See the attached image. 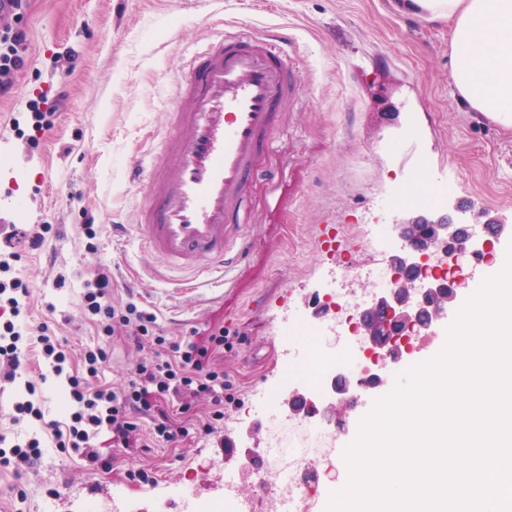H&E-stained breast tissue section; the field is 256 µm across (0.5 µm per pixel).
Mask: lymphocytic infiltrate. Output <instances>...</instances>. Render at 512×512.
Masks as SVG:
<instances>
[{
    "instance_id": "1",
    "label": "lymphocytic infiltrate",
    "mask_w": 512,
    "mask_h": 512,
    "mask_svg": "<svg viewBox=\"0 0 512 512\" xmlns=\"http://www.w3.org/2000/svg\"><path fill=\"white\" fill-rule=\"evenodd\" d=\"M28 0H7L5 21L0 22V92L10 93L16 74L28 60V32L18 26ZM50 225L26 227L10 224L0 232V378L15 382L24 377L25 394L13 404L12 423L31 420L37 432L23 440H13L0 433V471L21 477L25 466L40 459L42 439H51L63 454L88 457L97 463L93 451L98 440L111 448H133V434L141 420H149L158 440L175 443L189 433L213 434L224 419V399L232 384L212 365L215 355L224 349L228 338L223 331L205 334L192 332L180 340L161 336L156 318L138 309L132 302L118 304L112 300V275L98 271L85 283V313L101 336L123 337L135 349L152 348V360L138 363L129 378L117 386L97 384L101 364L107 358L104 347H88L79 356L83 369L68 371L71 356L64 340L48 324L33 329L22 328L18 319L27 307L30 289L11 270L20 254L19 245L39 246ZM46 364L68 390L67 420L46 418L34 402L35 381L26 379L25 371L33 363Z\"/></svg>"
}]
</instances>
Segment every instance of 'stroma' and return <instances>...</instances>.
Returning a JSON list of instances; mask_svg holds the SVG:
<instances>
[{"instance_id": "35a3bbf8", "label": "stroma", "mask_w": 512, "mask_h": 512, "mask_svg": "<svg viewBox=\"0 0 512 512\" xmlns=\"http://www.w3.org/2000/svg\"><path fill=\"white\" fill-rule=\"evenodd\" d=\"M22 19L29 63L0 99V192L22 197L15 224H48L38 249L21 248L16 274L31 287L23 327L46 322L72 349L105 344L99 373L116 383L152 350L122 337L101 340L84 314L82 285L101 266L112 270L116 300L153 314L164 336L223 328L234 344L216 362L229 374L234 403L224 407L219 436L139 449L155 483L127 480L128 456L100 449L107 466L45 448L21 479L0 474V512H80L83 502H111L120 512H185V500L224 493L238 478L251 512H272L271 497L254 495L240 448L226 439L249 434L263 455L270 433L290 413L289 388L318 390V381L364 358L352 335L322 351L331 317H315L326 297L370 299L385 286L389 257L401 242L390 229L410 212L397 201L418 182L417 160L432 185L448 187L437 213L482 224H505L490 264L469 282L477 291L488 272L512 254V130L476 112L454 92L450 24L402 10L399 0H29ZM288 35L301 87L300 105L284 113L263 157L277 170L269 187L256 181L244 205L240 235L250 248L231 274L178 296L163 260L143 249L133 228L145 201L135 171L170 136L176 87L190 51L222 26ZM65 92L51 130L37 128L35 104ZM97 224L95 249L82 233ZM336 233L334 250L322 239ZM372 276L356 277L363 263ZM65 283H58V275ZM308 332H300L298 322ZM27 494L16 504L11 491Z\"/></svg>"}]
</instances>
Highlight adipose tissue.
I'll list each match as a JSON object with an SVG mask.
<instances>
[{"instance_id":"adipose-tissue-1","label":"adipose tissue","mask_w":512,"mask_h":512,"mask_svg":"<svg viewBox=\"0 0 512 512\" xmlns=\"http://www.w3.org/2000/svg\"><path fill=\"white\" fill-rule=\"evenodd\" d=\"M451 23L454 84L470 107L512 128V0H408Z\"/></svg>"}]
</instances>
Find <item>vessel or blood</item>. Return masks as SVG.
Instances as JSON below:
<instances>
[{"mask_svg":"<svg viewBox=\"0 0 512 512\" xmlns=\"http://www.w3.org/2000/svg\"><path fill=\"white\" fill-rule=\"evenodd\" d=\"M286 49L239 28L204 40L177 87L175 132L143 179L137 216L142 247L183 286L233 264L239 216L258 159L284 108L296 107Z\"/></svg>","mask_w":512,"mask_h":512,"instance_id":"1","label":"vessel or blood"}]
</instances>
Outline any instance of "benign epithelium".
<instances>
[{
	"label": "benign epithelium",
	"instance_id": "benign-epithelium-1",
	"mask_svg": "<svg viewBox=\"0 0 512 512\" xmlns=\"http://www.w3.org/2000/svg\"><path fill=\"white\" fill-rule=\"evenodd\" d=\"M396 228L402 245L389 259L393 280L357 310L356 325L350 330L362 353L384 360H396L413 351L408 337L419 336L438 324L440 312L468 287L474 275L473 260L492 246L484 228L448 214L418 212ZM438 254L455 271L447 283L423 273ZM385 336L401 340L402 348L388 352ZM382 384L377 367L365 365L356 372L338 367L319 392L291 390L285 404L291 414L312 419L318 415L317 406L330 415L340 412L352 402L355 387L373 390Z\"/></svg>",
	"mask_w": 512,
	"mask_h": 512
}]
</instances>
